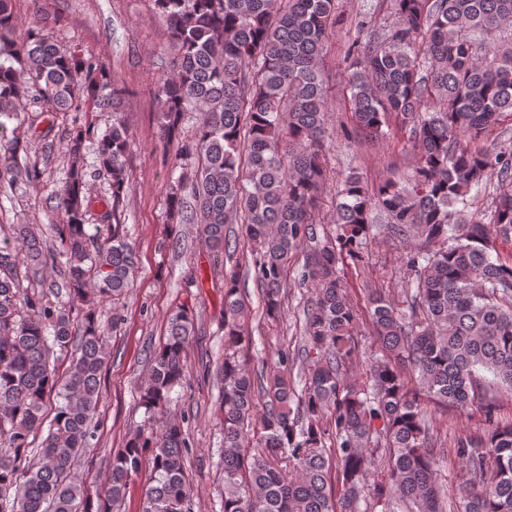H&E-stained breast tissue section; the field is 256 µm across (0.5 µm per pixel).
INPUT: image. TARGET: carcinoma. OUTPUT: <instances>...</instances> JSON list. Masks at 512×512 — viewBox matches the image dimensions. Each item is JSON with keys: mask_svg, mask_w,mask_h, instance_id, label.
Returning a JSON list of instances; mask_svg holds the SVG:
<instances>
[{"mask_svg": "<svg viewBox=\"0 0 512 512\" xmlns=\"http://www.w3.org/2000/svg\"><path fill=\"white\" fill-rule=\"evenodd\" d=\"M173 52L158 86L160 139L179 175L170 216L195 224L223 263L247 241L265 315L275 321L288 296V262L303 257L313 297L303 310L297 388L284 350L272 369H251L245 301L237 273L224 274V355L217 416L224 433L223 512H446L437 481L460 464L457 512H512V422L496 417L497 385L512 392V152L474 146L512 116V0H393L396 21L376 31L357 24L345 80L350 111L370 138L399 119L418 152L412 179L370 183L346 175L335 228L320 224L328 180L327 77L320 65L340 0H155ZM13 0H0V180H39L20 159L28 141L8 128L25 105L54 115L88 103L112 112V126L73 127L65 147L68 180L57 194L60 220L0 225V512H118L143 467L142 512H188V438L171 414V394L187 371L195 333L184 306L167 318L138 403L148 427L112 456L101 494L91 498L72 473L92 447L93 417L107 368L106 329L97 303L130 287L136 252L126 240V89L105 65L39 28L16 33ZM187 112L199 113L189 141ZM94 161H85L88 146ZM106 177L100 216L106 236L86 230L89 178ZM494 187L490 217L469 212L471 192ZM393 238L417 242L406 255L405 306L365 288L367 333L347 270L365 262L372 213ZM241 226V236L226 226ZM66 257L68 301L32 279L53 256ZM367 367L354 373L360 348ZM71 353L64 375L54 351ZM492 378H487L486 374ZM478 406L483 427L448 443L427 405ZM38 444H33L34 440Z\"/></svg>", "mask_w": 512, "mask_h": 512, "instance_id": "obj_1", "label": "carcinoma"}]
</instances>
